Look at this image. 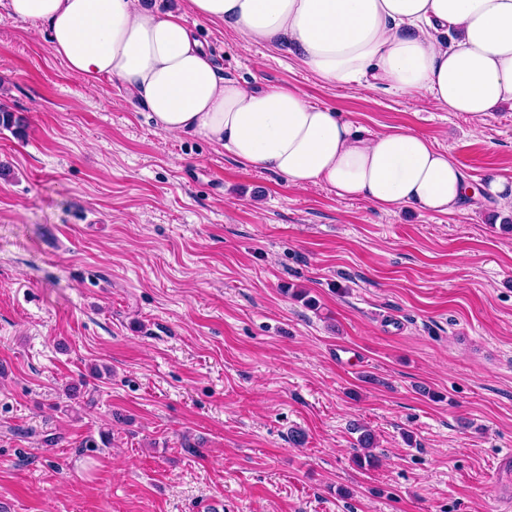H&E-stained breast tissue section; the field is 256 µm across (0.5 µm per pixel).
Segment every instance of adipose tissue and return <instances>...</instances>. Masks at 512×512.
Wrapping results in <instances>:
<instances>
[{
	"label": "adipose tissue",
	"instance_id": "1",
	"mask_svg": "<svg viewBox=\"0 0 512 512\" xmlns=\"http://www.w3.org/2000/svg\"><path fill=\"white\" fill-rule=\"evenodd\" d=\"M198 17L255 44H286L324 84L381 88L481 124L512 107V0H187ZM47 26L54 52L89 83L117 79L159 131L218 144L289 188L325 186L389 211L449 214L489 195L512 201V178L470 187L458 162L424 135L351 122L293 86L219 76L181 15L138 0H0Z\"/></svg>",
	"mask_w": 512,
	"mask_h": 512
}]
</instances>
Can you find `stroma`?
Returning <instances> with one entry per match:
<instances>
[{"label": "stroma", "instance_id": "1", "mask_svg": "<svg viewBox=\"0 0 512 512\" xmlns=\"http://www.w3.org/2000/svg\"><path fill=\"white\" fill-rule=\"evenodd\" d=\"M219 75L289 84L370 136L512 177V108L474 125L322 83L186 0ZM0 506L6 512H499L512 484V230L294 191L0 10ZM376 439L354 461L353 424Z\"/></svg>", "mask_w": 512, "mask_h": 512}]
</instances>
